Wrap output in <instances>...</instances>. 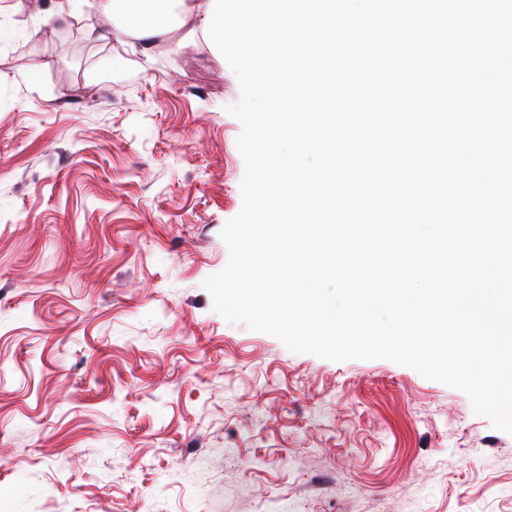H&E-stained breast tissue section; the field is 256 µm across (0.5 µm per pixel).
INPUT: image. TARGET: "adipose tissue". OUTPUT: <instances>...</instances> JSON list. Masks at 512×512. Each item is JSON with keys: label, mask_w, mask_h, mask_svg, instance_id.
I'll list each match as a JSON object with an SVG mask.
<instances>
[{"label": "adipose tissue", "mask_w": 512, "mask_h": 512, "mask_svg": "<svg viewBox=\"0 0 512 512\" xmlns=\"http://www.w3.org/2000/svg\"><path fill=\"white\" fill-rule=\"evenodd\" d=\"M211 0H97L88 37L149 50L158 42L191 45L201 39Z\"/></svg>", "instance_id": "obj_1"}]
</instances>
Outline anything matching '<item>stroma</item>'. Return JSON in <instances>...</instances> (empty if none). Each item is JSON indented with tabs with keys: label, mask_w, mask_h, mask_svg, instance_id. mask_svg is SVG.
<instances>
[{
	"label": "stroma",
	"mask_w": 512,
	"mask_h": 512,
	"mask_svg": "<svg viewBox=\"0 0 512 512\" xmlns=\"http://www.w3.org/2000/svg\"><path fill=\"white\" fill-rule=\"evenodd\" d=\"M0 0V512H512V435L227 322L240 98L205 46Z\"/></svg>",
	"instance_id": "stroma-1"
}]
</instances>
